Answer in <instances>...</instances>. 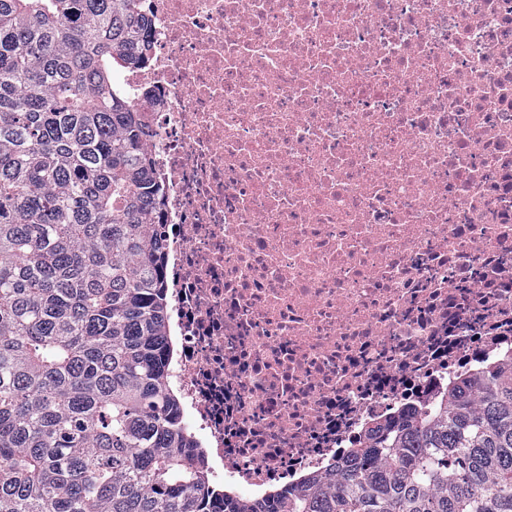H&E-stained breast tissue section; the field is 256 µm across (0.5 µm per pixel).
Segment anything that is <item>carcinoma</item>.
<instances>
[{"instance_id":"1","label":"carcinoma","mask_w":512,"mask_h":512,"mask_svg":"<svg viewBox=\"0 0 512 512\" xmlns=\"http://www.w3.org/2000/svg\"><path fill=\"white\" fill-rule=\"evenodd\" d=\"M139 0H0V512H512V356L260 500L168 382L165 191L117 73Z\"/></svg>"}]
</instances>
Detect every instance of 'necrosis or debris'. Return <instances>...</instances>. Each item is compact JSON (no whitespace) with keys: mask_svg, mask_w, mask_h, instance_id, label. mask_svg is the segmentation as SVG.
Instances as JSON below:
<instances>
[{"mask_svg":"<svg viewBox=\"0 0 512 512\" xmlns=\"http://www.w3.org/2000/svg\"><path fill=\"white\" fill-rule=\"evenodd\" d=\"M172 369L258 498L512 354V0H144Z\"/></svg>","mask_w":512,"mask_h":512,"instance_id":"obj_1","label":"necrosis or debris"}]
</instances>
